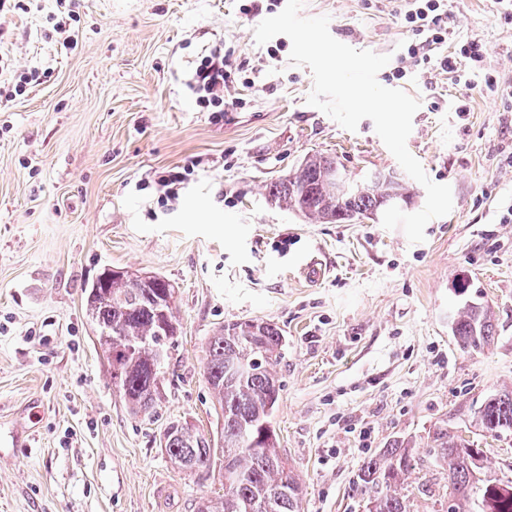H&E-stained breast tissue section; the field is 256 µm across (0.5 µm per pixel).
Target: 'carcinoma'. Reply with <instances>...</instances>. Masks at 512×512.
Listing matches in <instances>:
<instances>
[{"label":"carcinoma","mask_w":512,"mask_h":512,"mask_svg":"<svg viewBox=\"0 0 512 512\" xmlns=\"http://www.w3.org/2000/svg\"><path fill=\"white\" fill-rule=\"evenodd\" d=\"M345 174L336 158L314 155L287 178L266 186L279 207L321 224H346L380 218L391 206L411 203L412 186L394 170H378L361 180L347 178L348 194L336 189ZM109 299L87 293L89 316L112 335L98 337L110 365V381L134 414H150L159 387L149 389L146 376L157 365L150 345L137 354L127 351L129 338L153 336L158 328L154 302L175 286L161 276L149 285L116 277L108 281ZM452 335L467 351L494 344L497 324L489 306L465 301L453 315ZM285 337L275 324L251 319L223 326L206 344L205 374L223 420L220 448L206 435L179 425L166 448L169 458L190 472L209 471L220 464L224 494L198 503L197 512H301V481L285 467L273 424L280 384L274 366ZM473 434L498 439L512 435V388L487 396L472 413ZM434 467L448 479L450 512H512V481L488 470L484 448H472L463 436L448 431V422L429 434ZM414 449L396 443L365 459L360 481L369 494V512H411L404 484L419 466Z\"/></svg>","instance_id":"1"}]
</instances>
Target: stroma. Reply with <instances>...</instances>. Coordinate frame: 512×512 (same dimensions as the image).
Here are the masks:
<instances>
[{"label":"stroma","mask_w":512,"mask_h":512,"mask_svg":"<svg viewBox=\"0 0 512 512\" xmlns=\"http://www.w3.org/2000/svg\"><path fill=\"white\" fill-rule=\"evenodd\" d=\"M0 13V90L24 70L40 82L0 104V431L41 413L28 448L0 450V512H196L217 472L179 469L160 442L171 422L219 439L203 375L224 324L263 319L286 337L275 367L274 424L302 481L301 512H368L365 458L397 442L423 463L407 480L412 512H448L428 433L464 421L512 387V112L500 97L440 71L392 73L412 35L395 0H305L302 16L359 50L389 55L381 85L417 97L407 148L449 185L453 208L410 243L370 219L308 223L266 195L308 155L357 174L398 162L371 120L348 131L307 97L309 68L291 41L256 44L287 0H22ZM76 42L65 45L61 25ZM480 36L512 86V25L491 0H448V39ZM231 63L230 106L213 120L188 87L196 61ZM190 169L178 197L158 181ZM315 262L325 273L307 279ZM138 268L176 286L179 333L163 398L132 414L113 388L85 311L104 268ZM489 304V349L457 346L462 300ZM429 493H420V485Z\"/></svg>","instance_id":"35a3bbf8"}]
</instances>
